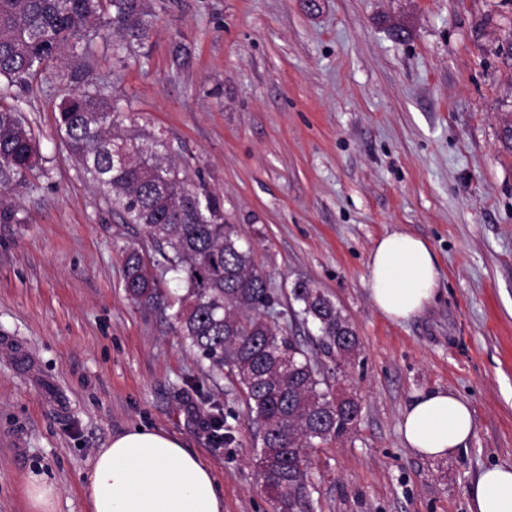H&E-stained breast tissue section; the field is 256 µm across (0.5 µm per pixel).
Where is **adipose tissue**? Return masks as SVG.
<instances>
[{
    "label": "adipose tissue",
    "mask_w": 512,
    "mask_h": 512,
    "mask_svg": "<svg viewBox=\"0 0 512 512\" xmlns=\"http://www.w3.org/2000/svg\"><path fill=\"white\" fill-rule=\"evenodd\" d=\"M369 297L388 320L421 313L437 293L435 255L421 238L402 232L381 237L369 256ZM407 448L434 460L467 450L475 420L457 393L418 392L401 427ZM89 512H224L212 468L175 437L138 425L112 437L83 474ZM470 512H512V466L482 470L469 490Z\"/></svg>",
    "instance_id": "1"
}]
</instances>
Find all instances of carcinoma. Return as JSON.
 <instances>
[{
  "label": "carcinoma",
  "instance_id": "1",
  "mask_svg": "<svg viewBox=\"0 0 512 512\" xmlns=\"http://www.w3.org/2000/svg\"><path fill=\"white\" fill-rule=\"evenodd\" d=\"M131 36L145 34L140 0H0V79L26 87L64 46L86 49L85 36L111 23V11ZM114 106L88 83L59 104L57 131L69 155L128 224L139 226L176 274L181 288L169 292L144 254L124 258V288L136 304L169 315L175 332L212 371L229 369L242 386L251 422L261 441L256 452L274 459L260 477L278 512H313L309 491L310 449L339 441L356 426L360 404H336L322 388L317 366L273 316L278 296L268 276L224 223V203L203 184H192L168 156L163 141L141 131L122 132ZM121 145L135 150L126 166L114 160ZM38 155L33 132L15 105L0 104V222H19L3 195L29 184ZM292 314L310 322L324 352L347 357L357 349L349 322L333 301L298 281ZM286 355L292 369L280 371ZM210 436L234 441L221 414L204 420Z\"/></svg>",
  "mask_w": 512,
  "mask_h": 512
}]
</instances>
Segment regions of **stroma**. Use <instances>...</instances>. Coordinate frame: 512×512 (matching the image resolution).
<instances>
[{
    "instance_id": "obj_1",
    "label": "stroma",
    "mask_w": 512,
    "mask_h": 512,
    "mask_svg": "<svg viewBox=\"0 0 512 512\" xmlns=\"http://www.w3.org/2000/svg\"><path fill=\"white\" fill-rule=\"evenodd\" d=\"M150 27L115 26L87 54L62 49L17 91L41 162L0 223V512H27L39 470L56 512H88L82 475L112 435L150 425L211 466L224 512H277L261 491L245 397L208 376L164 315L124 290L135 248L173 287L154 245L85 178L56 132L85 73L126 128L166 142L278 293L279 321L328 386L357 395L347 439L311 451L316 512H469L490 465H512V0H141ZM431 246L439 289L396 323L372 305L368 257L385 234ZM320 288L355 330L344 378L291 290ZM458 392L475 433L430 461L406 448L418 392ZM221 412L235 440L210 439Z\"/></svg>"
}]
</instances>
